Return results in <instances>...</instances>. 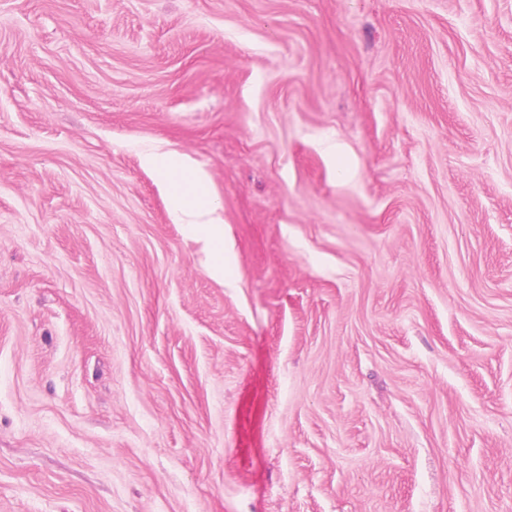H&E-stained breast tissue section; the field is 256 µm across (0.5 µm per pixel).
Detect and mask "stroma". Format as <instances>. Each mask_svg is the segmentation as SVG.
Instances as JSON below:
<instances>
[{
  "mask_svg": "<svg viewBox=\"0 0 512 512\" xmlns=\"http://www.w3.org/2000/svg\"><path fill=\"white\" fill-rule=\"evenodd\" d=\"M0 512H512V0H0ZM145 165L158 169L179 199V217L203 243L214 277L224 276V221L208 194V176L187 159L146 154Z\"/></svg>",
  "mask_w": 512,
  "mask_h": 512,
  "instance_id": "35a3bbf8",
  "label": "stroma"
}]
</instances>
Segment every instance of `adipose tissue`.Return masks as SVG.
I'll use <instances>...</instances> for the list:
<instances>
[{
    "label": "adipose tissue",
    "instance_id": "1",
    "mask_svg": "<svg viewBox=\"0 0 512 512\" xmlns=\"http://www.w3.org/2000/svg\"><path fill=\"white\" fill-rule=\"evenodd\" d=\"M145 165L164 175L172 192L179 199L178 214L202 242L210 262L211 275H224V225L208 194V176L188 160L167 155L148 154Z\"/></svg>",
    "mask_w": 512,
    "mask_h": 512
}]
</instances>
